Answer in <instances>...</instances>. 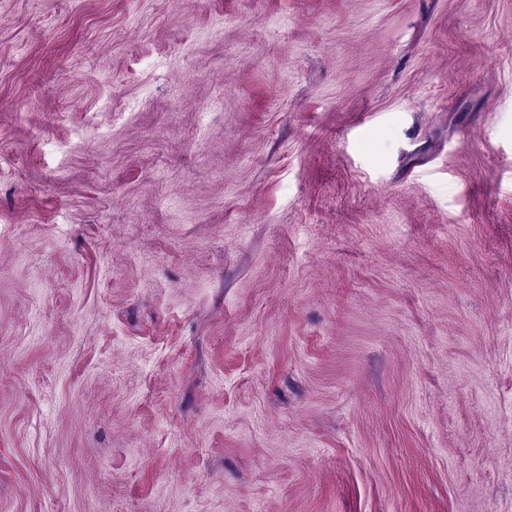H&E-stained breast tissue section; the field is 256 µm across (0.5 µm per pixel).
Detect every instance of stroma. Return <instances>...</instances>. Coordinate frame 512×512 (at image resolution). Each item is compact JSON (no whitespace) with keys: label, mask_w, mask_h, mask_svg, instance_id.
I'll list each match as a JSON object with an SVG mask.
<instances>
[{"label":"stroma","mask_w":512,"mask_h":512,"mask_svg":"<svg viewBox=\"0 0 512 512\" xmlns=\"http://www.w3.org/2000/svg\"><path fill=\"white\" fill-rule=\"evenodd\" d=\"M0 512H512V0H0Z\"/></svg>","instance_id":"obj_1"}]
</instances>
